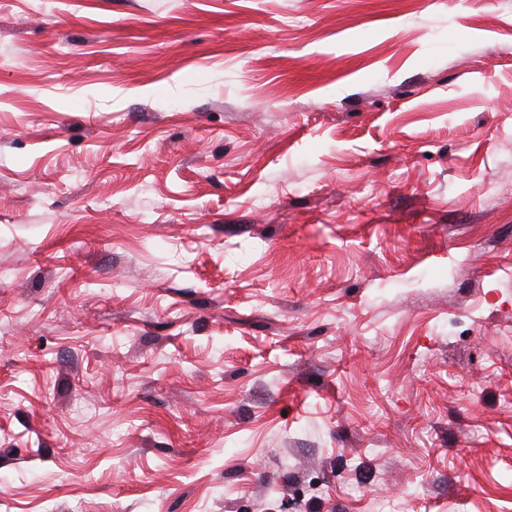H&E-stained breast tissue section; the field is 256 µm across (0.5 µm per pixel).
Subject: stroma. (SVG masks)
<instances>
[{
  "label": "stroma",
  "instance_id": "stroma-1",
  "mask_svg": "<svg viewBox=\"0 0 512 512\" xmlns=\"http://www.w3.org/2000/svg\"><path fill=\"white\" fill-rule=\"evenodd\" d=\"M0 512H512V0H9Z\"/></svg>",
  "mask_w": 512,
  "mask_h": 512
}]
</instances>
